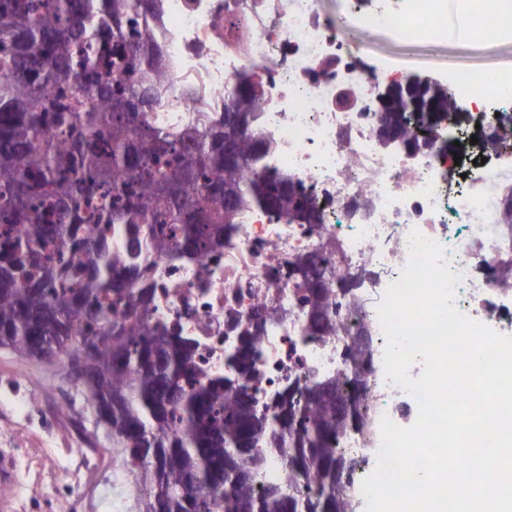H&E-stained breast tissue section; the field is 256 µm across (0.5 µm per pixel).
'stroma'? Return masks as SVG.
I'll list each match as a JSON object with an SVG mask.
<instances>
[{"mask_svg":"<svg viewBox=\"0 0 512 512\" xmlns=\"http://www.w3.org/2000/svg\"><path fill=\"white\" fill-rule=\"evenodd\" d=\"M438 22L448 32L445 42L402 44L384 36L368 49V61L402 58L412 76L444 83L462 25L449 8ZM2 456L14 470L0 491V512H108L100 500L104 485L129 488L82 388L61 378L57 361L22 358L7 348H0Z\"/></svg>","mask_w":512,"mask_h":512,"instance_id":"1","label":"stroma"}]
</instances>
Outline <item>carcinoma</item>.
Wrapping results in <instances>:
<instances>
[{"label":"carcinoma","mask_w":512,"mask_h":512,"mask_svg":"<svg viewBox=\"0 0 512 512\" xmlns=\"http://www.w3.org/2000/svg\"><path fill=\"white\" fill-rule=\"evenodd\" d=\"M135 0H0V347L22 358L67 360L91 350V389L112 427V453L131 474L135 512H354L336 483L345 456L335 447L365 428L352 406L336 421L342 386H311L281 410L257 409L236 374L249 371L260 329L241 334L232 374L201 376L194 344L150 322L139 279L137 240L112 249L115 224L151 229L159 255L187 256L221 242L236 212L257 205L276 218L309 219L307 196L275 174L249 177L245 165L265 143L234 140L224 162V124L174 133L148 112L166 74L153 48L133 33ZM434 107L454 108L429 85ZM260 100L248 88L224 112L252 120ZM410 103L390 98L383 135L403 134ZM94 223H86L87 218ZM335 293L308 281L313 327ZM112 315L103 328L97 314ZM286 453L282 483L256 477L267 450Z\"/></svg>","instance_id":"carcinoma-1"}]
</instances>
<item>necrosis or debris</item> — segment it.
Here are the masks:
<instances>
[{"label": "necrosis or debris", "instance_id": "obj_1", "mask_svg": "<svg viewBox=\"0 0 512 512\" xmlns=\"http://www.w3.org/2000/svg\"><path fill=\"white\" fill-rule=\"evenodd\" d=\"M471 25L475 42L497 41L512 30V0H496L497 22L482 26L483 0H454ZM445 0H399L389 11L388 35L397 42L445 40L436 19ZM137 29L159 51L169 81L158 90L150 113L165 128H184L197 109L224 118L235 90L254 87L263 105L255 129L270 148L250 170L288 176L303 187L313 222L274 219L250 207L222 251L199 249L181 258L142 248L136 262L152 290L153 320L196 342V358L212 375L228 374L226 353L242 329L261 327L262 344L253 375L241 381L258 406H270L288 388L325 376L345 382L362 377L360 402L371 430L381 417L402 427L418 415L416 398L387 379L385 337L377 308L409 261L407 237L419 230L445 250L462 313L512 336V291L492 277L512 266V131L495 136L496 164L455 162L445 140L459 133L454 118L412 128L417 141L433 146L407 154L402 144H384L383 88L408 73L402 64L365 67L364 54L340 38L321 13L319 0H157L139 15ZM448 79L458 109L490 123L499 89L512 85V68L489 71L454 66ZM481 103H473L474 92ZM464 171L451 188L447 175ZM466 226L457 234L456 223ZM320 257L319 275L333 282L328 309L340 332H313L303 297L301 257ZM369 335L375 346L371 370L356 369L344 356L352 337Z\"/></svg>", "mask_w": 512, "mask_h": 512}]
</instances>
